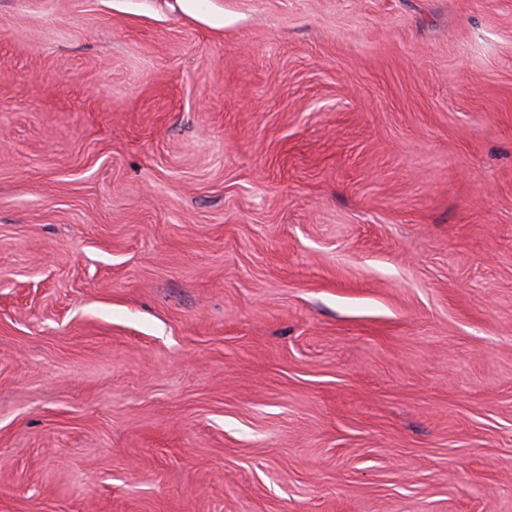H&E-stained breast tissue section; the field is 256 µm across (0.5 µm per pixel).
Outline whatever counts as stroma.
<instances>
[{"instance_id":"1","label":"stroma","mask_w":512,"mask_h":512,"mask_svg":"<svg viewBox=\"0 0 512 512\" xmlns=\"http://www.w3.org/2000/svg\"><path fill=\"white\" fill-rule=\"evenodd\" d=\"M0 512H512V0H0Z\"/></svg>"}]
</instances>
